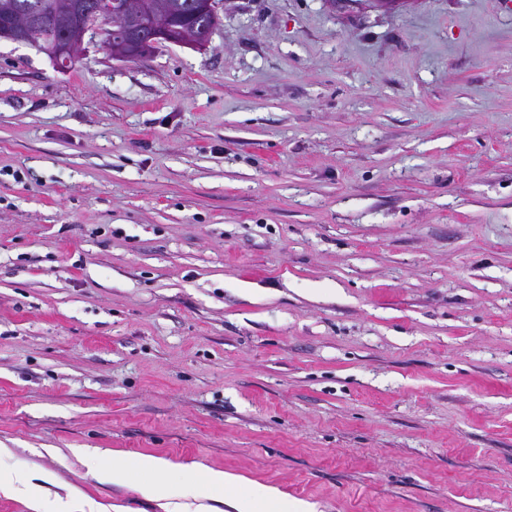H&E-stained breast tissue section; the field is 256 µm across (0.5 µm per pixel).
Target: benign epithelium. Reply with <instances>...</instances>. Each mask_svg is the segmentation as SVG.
<instances>
[{"label":"benign epithelium","instance_id":"obj_1","mask_svg":"<svg viewBox=\"0 0 512 512\" xmlns=\"http://www.w3.org/2000/svg\"><path fill=\"white\" fill-rule=\"evenodd\" d=\"M141 22L129 30L108 31L106 24L127 13L130 0H74L68 24L70 34L67 40L53 50V58L59 69H66L69 60L86 53V39H96L100 48L117 61L138 60L150 54L160 43H169L173 24L157 23L153 19L148 3L141 0ZM213 29L203 28V34H186L178 45L193 49L205 48L211 39ZM6 36L14 43L41 45L39 27L33 22L13 26Z\"/></svg>","mask_w":512,"mask_h":512}]
</instances>
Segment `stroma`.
<instances>
[{
  "label": "stroma",
  "instance_id": "35a3bbf8",
  "mask_svg": "<svg viewBox=\"0 0 512 512\" xmlns=\"http://www.w3.org/2000/svg\"><path fill=\"white\" fill-rule=\"evenodd\" d=\"M204 50L0 40V446L316 512H512V9L223 0ZM88 474L100 483L128 485L145 499L159 502L165 512H212L206 500H218L224 491V504L234 512H312L305 501L289 499L277 489L258 485L248 495L232 489L239 479L220 470H200L194 465H176L162 458L140 455L134 460L112 452L82 449ZM163 501V502H161Z\"/></svg>",
  "mask_w": 512,
  "mask_h": 512
}]
</instances>
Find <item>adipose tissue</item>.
<instances>
[{"instance_id":"adipose-tissue-1","label":"adipose tissue","mask_w":512,"mask_h":512,"mask_svg":"<svg viewBox=\"0 0 512 512\" xmlns=\"http://www.w3.org/2000/svg\"><path fill=\"white\" fill-rule=\"evenodd\" d=\"M12 451L0 448V495L25 502L29 512H46L44 491L31 471L6 466ZM88 473L101 483L133 485L145 499L160 502L163 512H211L210 501L223 499L231 512H313L311 504L258 485L247 495L235 494L236 477L220 470L176 465L141 455L135 459L97 448L83 452Z\"/></svg>"}]
</instances>
